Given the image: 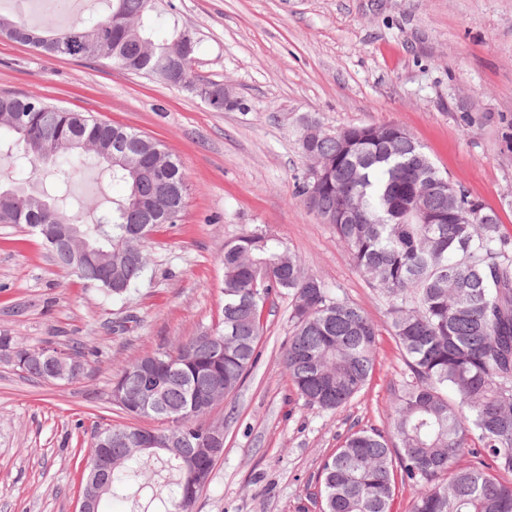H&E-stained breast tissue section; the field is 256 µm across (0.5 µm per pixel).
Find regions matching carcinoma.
<instances>
[{
  "label": "carcinoma",
  "instance_id": "cac0c4a2",
  "mask_svg": "<svg viewBox=\"0 0 512 512\" xmlns=\"http://www.w3.org/2000/svg\"><path fill=\"white\" fill-rule=\"evenodd\" d=\"M153 0H109L99 16L74 17L64 28L40 34L22 17L0 15V34L52 56L81 52L86 60H111L134 75L154 78L200 98L216 112L224 85L200 78L198 43L180 31L158 43L152 35ZM302 155L324 163L318 185L297 184V194L332 228L356 271L388 303L392 335L406 370L394 395L389 428L351 432L321 470L323 512H392L396 484L413 490L410 512H512V234L484 213L462 187L445 179L414 137L397 125L342 128L330 134L307 129ZM0 128L15 136L16 155L37 168L44 161L78 159L104 165L124 187L112 212L96 219L112 232L111 253L82 266L55 235L79 225L61 195L11 189L0 208L12 223L39 230L56 263L93 288L121 296L147 266L143 244L130 227L155 226L153 212L181 220L186 179L180 163L157 140L121 124L71 112L31 97L0 94ZM417 205L444 217L442 224H409ZM224 307L209 332L224 339V354L194 336L150 376L140 374L147 356L128 362L115 385L121 410L165 424L154 447L140 449L141 430H96L91 455L112 432L108 490L135 498L138 512H193L200 489L191 467L212 471L215 460L189 457L212 406L201 400L217 386L233 393L255 363L266 303L282 291L292 296L293 325L282 363L298 394L310 405L335 410L356 397L374 370L378 328L358 307L308 273L300 256L263 233H246L224 244ZM37 347L0 336V351L23 374L54 380L50 366L32 356ZM168 475L167 496L150 494L146 473Z\"/></svg>",
  "mask_w": 512,
  "mask_h": 512
}]
</instances>
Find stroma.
I'll return each instance as SVG.
<instances>
[{"mask_svg": "<svg viewBox=\"0 0 512 512\" xmlns=\"http://www.w3.org/2000/svg\"><path fill=\"white\" fill-rule=\"evenodd\" d=\"M153 17L155 41L177 27L194 32L196 72L224 84L236 108L214 112L109 61L0 37V93L140 130L178 157L188 184L181 222L146 241V270L120 297L59 267L26 225L0 224V335L87 346L85 374L73 382L29 378L0 355V512H78L96 427L137 422L113 405L114 379L128 361L175 349L218 320L224 245L254 231L298 253L378 325L376 370L343 407L306 404L281 361L291 297L277 294L256 362L208 416L224 426V453L194 512H320L324 460L350 431L386 429L405 365L385 299L296 193L301 123L405 127L512 231V0H155ZM51 180L65 181L71 208L86 216L123 192L74 161L16 163L0 132V184Z\"/></svg>", "mask_w": 512, "mask_h": 512, "instance_id": "stroma-1", "label": "stroma"}]
</instances>
